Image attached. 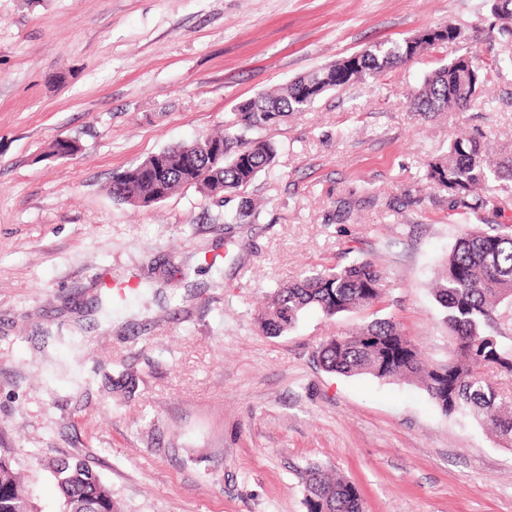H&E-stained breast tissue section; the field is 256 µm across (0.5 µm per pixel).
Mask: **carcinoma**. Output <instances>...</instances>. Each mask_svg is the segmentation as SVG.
<instances>
[{
	"mask_svg": "<svg viewBox=\"0 0 512 512\" xmlns=\"http://www.w3.org/2000/svg\"><path fill=\"white\" fill-rule=\"evenodd\" d=\"M464 38L456 24L426 29L401 42L359 51L314 70L287 86L263 92L234 112L232 132L195 140L193 157L184 149H163L112 176L109 192L118 202L147 208L184 187L211 198L240 194L271 168L275 145L248 133L274 123V118L302 112L330 90L347 88L416 55ZM498 65L493 45L469 51L439 64L412 94L416 112H465L483 90L486 74ZM427 181L470 208H494V198L478 194L490 183L512 184V156L491 159L475 138L451 140L448 156L429 166ZM255 204L242 202L231 221L249 224ZM434 296L448 328V355L426 363L421 352L389 318H375L363 328L332 336L315 351L327 372L370 375L376 379L413 382L447 416L476 417L512 445V395L503 385L512 380V232L473 230L448 254ZM383 297L382 275L369 260L342 268H324L283 285L268 297L257 317L265 336L292 329L302 313L315 307L334 318L373 307ZM62 512H118L112 490L80 457L49 462ZM306 512H363L355 485L346 477L310 466L302 475ZM0 512H32L24 481L11 462L0 456Z\"/></svg>",
	"mask_w": 512,
	"mask_h": 512,
	"instance_id": "carcinoma-1",
	"label": "carcinoma"
}]
</instances>
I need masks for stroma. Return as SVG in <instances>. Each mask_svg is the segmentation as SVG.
I'll return each mask as SVG.
<instances>
[{
	"label": "stroma",
	"instance_id": "stroma-1",
	"mask_svg": "<svg viewBox=\"0 0 512 512\" xmlns=\"http://www.w3.org/2000/svg\"><path fill=\"white\" fill-rule=\"evenodd\" d=\"M453 23L465 38L323 94L261 129L274 165L239 200L183 188L115 201V172L218 131L238 104L385 41ZM486 0H0V455L60 512L45 459L83 456L120 512H306L312 465L365 512H512V448L418 385L326 372L314 353L372 319L448 353L432 288L465 233L512 224L425 174L452 135L512 155V36ZM493 46L466 112L413 111L436 59ZM79 152L60 158L54 142ZM371 259L374 307L307 311L261 334L264 295ZM134 393L114 392L123 373Z\"/></svg>",
	"mask_w": 512,
	"mask_h": 512
}]
</instances>
